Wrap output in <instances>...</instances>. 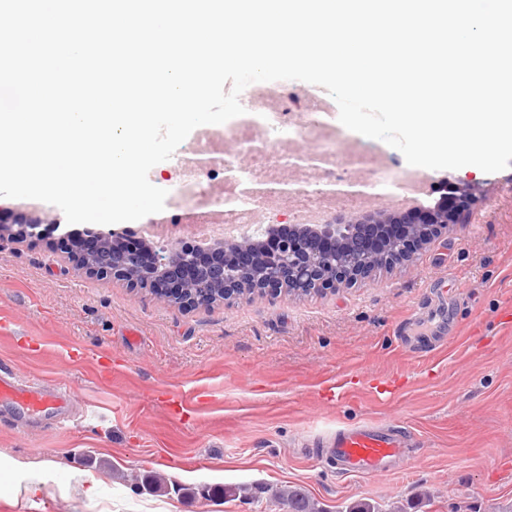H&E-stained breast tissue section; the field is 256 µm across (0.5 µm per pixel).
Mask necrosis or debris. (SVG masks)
Instances as JSON below:
<instances>
[{
    "label": "necrosis or debris",
    "instance_id": "necrosis-or-debris-1",
    "mask_svg": "<svg viewBox=\"0 0 512 512\" xmlns=\"http://www.w3.org/2000/svg\"><path fill=\"white\" fill-rule=\"evenodd\" d=\"M303 94L306 109L296 112L291 108L294 94L286 84L254 83L241 93L240 100L255 111V118L245 124L233 120L221 128H196L187 157L176 162L166 208L181 214L184 223L200 225L206 233L229 226L278 223V213L259 202L248 184L228 176L224 146L230 141L248 147L245 161L251 182L268 186L283 183L282 162L295 154L300 141L317 143L316 163L300 166L295 173L300 191L288 213L292 224L327 217L340 203L352 209L375 205V198L362 195L337 199L328 188L336 183H364L385 170L400 191L418 192L424 171L390 170L385 155L361 139H353L346 155L337 157L339 130L329 121L336 112L334 99L319 86L307 87Z\"/></svg>",
    "mask_w": 512,
    "mask_h": 512
}]
</instances>
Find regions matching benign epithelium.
<instances>
[{
    "mask_svg": "<svg viewBox=\"0 0 512 512\" xmlns=\"http://www.w3.org/2000/svg\"><path fill=\"white\" fill-rule=\"evenodd\" d=\"M432 206L417 205L413 219L392 209L348 212L324 224H267L209 242L179 238L164 246L162 262L144 264L151 238L141 247L123 243L125 232L105 227L68 230L38 203L0 205V238L41 240L61 231L55 243L86 273L148 286L155 298L180 308H208L227 295L250 300L305 291L322 294L352 287L372 273L416 260L450 224H467L478 188L460 179ZM12 213L10 225L4 214ZM277 244L266 247L269 239Z\"/></svg>",
    "mask_w": 512,
    "mask_h": 512,
    "instance_id": "7a95c632",
    "label": "benign epithelium"
}]
</instances>
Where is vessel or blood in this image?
Returning <instances> with one entry per match:
<instances>
[{
	"instance_id": "1",
	"label": "vessel or blood",
	"mask_w": 512,
	"mask_h": 512,
	"mask_svg": "<svg viewBox=\"0 0 512 512\" xmlns=\"http://www.w3.org/2000/svg\"><path fill=\"white\" fill-rule=\"evenodd\" d=\"M71 386L43 390L20 384L16 373L0 369V404L36 415L49 407L64 406L74 395ZM326 459L346 475L386 472L405 459L403 438L397 427L370 426L337 432Z\"/></svg>"
}]
</instances>
